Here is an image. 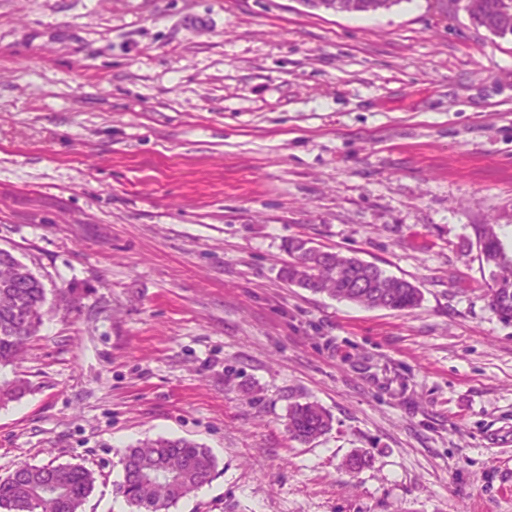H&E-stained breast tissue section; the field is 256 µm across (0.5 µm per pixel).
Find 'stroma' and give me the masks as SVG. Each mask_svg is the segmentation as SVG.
Wrapping results in <instances>:
<instances>
[{"mask_svg":"<svg viewBox=\"0 0 512 512\" xmlns=\"http://www.w3.org/2000/svg\"><path fill=\"white\" fill-rule=\"evenodd\" d=\"M512 37L460 0H0V249L58 304L0 406V475L209 448L171 512H512ZM413 283L411 314L288 284L289 238ZM332 416L292 440L288 406ZM369 463L346 470V459ZM312 7H324L336 13H370L389 8L397 0H305ZM501 224H479L476 247L485 276L490 305L505 323H512V244L507 249L501 238Z\"/></svg>","mask_w":512,"mask_h":512,"instance_id":"35a3bbf8","label":"stroma"}]
</instances>
